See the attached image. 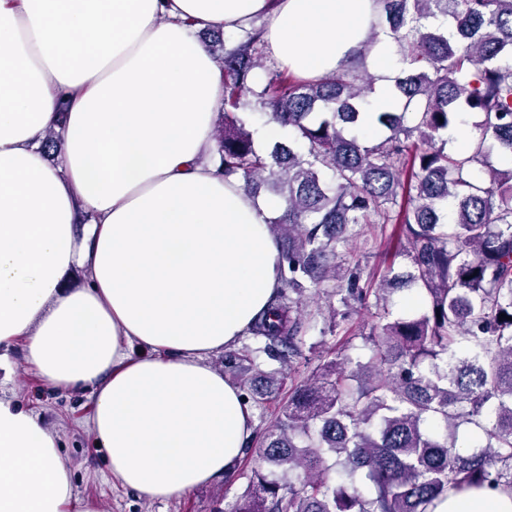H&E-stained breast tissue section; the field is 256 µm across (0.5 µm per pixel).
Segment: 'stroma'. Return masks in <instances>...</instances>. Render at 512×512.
<instances>
[{"label":"stroma","instance_id":"35a3bbf8","mask_svg":"<svg viewBox=\"0 0 512 512\" xmlns=\"http://www.w3.org/2000/svg\"><path fill=\"white\" fill-rule=\"evenodd\" d=\"M396 250L397 242L391 229L368 231L357 235L343 248V264L349 268L361 264L364 272L378 280L390 269L406 271L408 261L397 255ZM369 328V313L363 309L353 311L349 320L341 322L335 335L306 336L303 347L306 359L291 371L277 372L272 364H265V371L273 372L274 379L267 399L253 407L255 429L251 446H259L265 428L274 421L293 389L310 377L319 359L348 341L361 346V335ZM13 361L15 372L6 386L9 396L23 408L39 413L45 426L56 433L76 496L96 502L101 512H226L229 504L246 488L253 467L249 461L240 462L241 474L233 484H225L218 478L164 502L145 501L135 492L105 480V451L96 447L90 430L92 399L89 393L57 391L25 363L22 350L14 351Z\"/></svg>","mask_w":512,"mask_h":512}]
</instances>
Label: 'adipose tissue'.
Returning <instances> with one entry per match:
<instances>
[{
  "label": "adipose tissue",
  "mask_w": 512,
  "mask_h": 512,
  "mask_svg": "<svg viewBox=\"0 0 512 512\" xmlns=\"http://www.w3.org/2000/svg\"><path fill=\"white\" fill-rule=\"evenodd\" d=\"M259 16L302 77L365 49L373 107L394 108L374 0H0V385L19 346L54 388L89 391L108 475L152 502L224 476L255 427L210 359L277 290L283 204L206 158L224 84L198 33ZM76 268L84 285L65 287ZM0 512H99L56 434L6 396Z\"/></svg>",
  "instance_id": "1"
}]
</instances>
